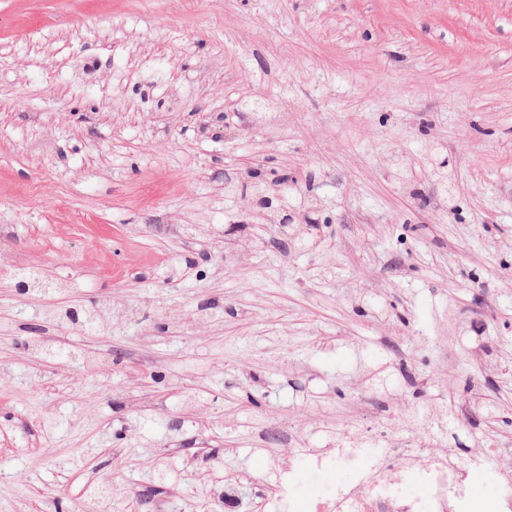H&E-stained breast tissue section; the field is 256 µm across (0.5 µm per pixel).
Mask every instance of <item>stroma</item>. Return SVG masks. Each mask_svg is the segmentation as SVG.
Here are the masks:
<instances>
[{
    "mask_svg": "<svg viewBox=\"0 0 512 512\" xmlns=\"http://www.w3.org/2000/svg\"><path fill=\"white\" fill-rule=\"evenodd\" d=\"M282 175L299 241L246 211ZM18 256L53 290L0 273V512H262L363 394L512 466V0H0Z\"/></svg>",
    "mask_w": 512,
    "mask_h": 512,
    "instance_id": "35a3bbf8",
    "label": "stroma"
}]
</instances>
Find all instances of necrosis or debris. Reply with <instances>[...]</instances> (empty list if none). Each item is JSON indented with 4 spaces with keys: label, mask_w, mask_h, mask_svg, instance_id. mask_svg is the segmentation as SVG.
<instances>
[{
    "label": "necrosis or debris",
    "mask_w": 512,
    "mask_h": 512,
    "mask_svg": "<svg viewBox=\"0 0 512 512\" xmlns=\"http://www.w3.org/2000/svg\"><path fill=\"white\" fill-rule=\"evenodd\" d=\"M380 441V435L374 434L332 455L296 457L285 468L278 489L267 498L271 512H471L475 491L468 467L424 447L405 453L381 447ZM339 465L350 472V483L338 486L334 496L313 493L305 503H298L295 470L327 471ZM412 483L417 492H408Z\"/></svg>",
    "instance_id": "necrosis-or-debris-1"
}]
</instances>
